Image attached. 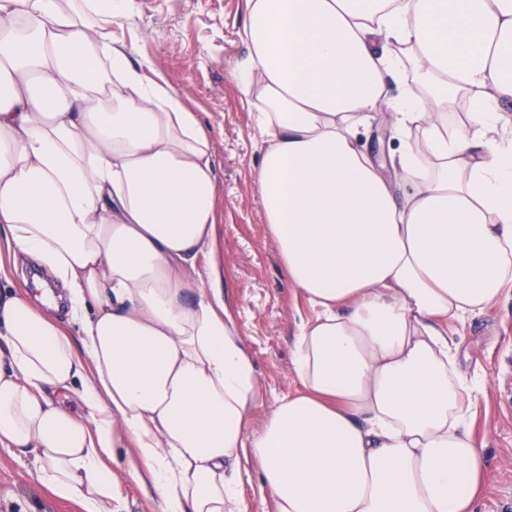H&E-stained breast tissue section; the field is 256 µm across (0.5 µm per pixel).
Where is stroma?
<instances>
[{
    "label": "stroma",
    "instance_id": "obj_1",
    "mask_svg": "<svg viewBox=\"0 0 512 512\" xmlns=\"http://www.w3.org/2000/svg\"><path fill=\"white\" fill-rule=\"evenodd\" d=\"M246 0H135L132 16L112 23L113 37L145 42L154 70L197 112L213 143L219 190L221 288L254 361L262 420L274 402L299 389L292 366L298 324L314 319L307 298L284 274L264 222L258 189L261 139L243 106L228 61L244 57L240 33ZM416 132H398L395 115L374 113L359 148L393 176L390 159L418 146ZM460 339L462 370L482 387L470 419L486 459V484L476 512H512V291L487 312L448 323ZM0 512H79L53 499L27 458L0 448Z\"/></svg>",
    "mask_w": 512,
    "mask_h": 512
}]
</instances>
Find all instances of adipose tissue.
Here are the masks:
<instances>
[{"label":"adipose tissue","instance_id":"adipose-tissue-1","mask_svg":"<svg viewBox=\"0 0 512 512\" xmlns=\"http://www.w3.org/2000/svg\"><path fill=\"white\" fill-rule=\"evenodd\" d=\"M133 8L0 0V252L64 289L0 294V446L80 512H126L121 453L160 512H238L245 454L275 512H475L485 458L447 325L512 288V0H247L228 68L257 114L268 232L318 310L294 340L298 392L257 428L214 286L211 139L142 45L105 34ZM381 39L409 47L418 84ZM460 94L478 106L452 131ZM384 106L431 158L421 177L392 157L401 200L356 146ZM201 253L205 283L184 272Z\"/></svg>","mask_w":512,"mask_h":512}]
</instances>
